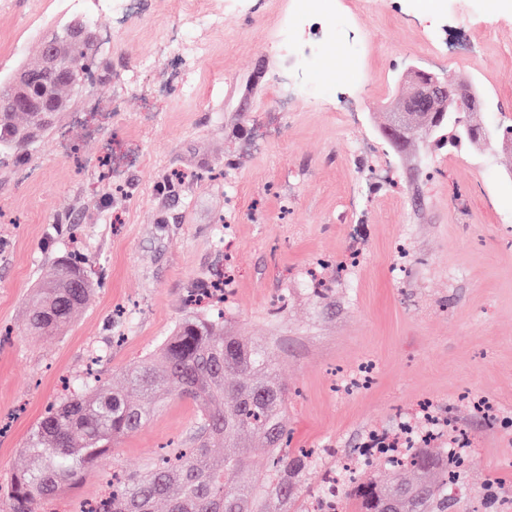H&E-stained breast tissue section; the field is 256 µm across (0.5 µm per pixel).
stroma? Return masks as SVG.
<instances>
[{"label": "stroma", "mask_w": 512, "mask_h": 512, "mask_svg": "<svg viewBox=\"0 0 512 512\" xmlns=\"http://www.w3.org/2000/svg\"><path fill=\"white\" fill-rule=\"evenodd\" d=\"M191 2L133 0L71 108L22 159L0 156V486L94 348L121 387L185 316L188 289L229 275L227 330L272 349L289 445L319 452L304 491L319 494L343 458L362 480L414 479L362 451L427 403L469 438L451 512H486L492 480L512 506V153L431 138L399 150L382 135L429 36L448 40L438 75L487 95L473 123L512 125V0L492 13L483 0H349L325 34L357 21L351 84L335 48L280 50L296 0H253L202 30L186 24ZM77 15L66 0H0V74ZM183 29L202 55L174 53ZM351 95L353 119L340 110ZM76 250L94 282L86 307L62 334L30 335L42 270ZM195 414L168 398L57 512L98 496L113 469L142 470Z\"/></svg>", "instance_id": "stroma-1"}]
</instances>
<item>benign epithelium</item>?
<instances>
[{"label":"benign epithelium","instance_id":"7a95c632","mask_svg":"<svg viewBox=\"0 0 512 512\" xmlns=\"http://www.w3.org/2000/svg\"><path fill=\"white\" fill-rule=\"evenodd\" d=\"M69 33L78 39L89 37L93 41L100 37L99 27L91 26L82 18L71 22ZM42 43L45 50L42 68L53 71L57 64V56L51 50L52 44L56 43L55 35L45 37ZM401 81L410 85V92L399 99L396 112L392 113L391 123L384 130V136L396 148L428 137L434 131L442 113H448V118L457 122L460 112L463 111L462 105L482 104L472 84H462L450 91L446 81L417 66L408 67L402 73ZM18 102H27L33 111L42 113L45 124L57 112V108L48 103L45 94L40 90H33L32 96L20 98Z\"/></svg>","mask_w":512,"mask_h":512}]
</instances>
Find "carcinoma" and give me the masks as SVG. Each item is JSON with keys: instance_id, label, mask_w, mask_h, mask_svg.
Instances as JSON below:
<instances>
[{"instance_id": "carcinoma-1", "label": "carcinoma", "mask_w": 512, "mask_h": 512, "mask_svg": "<svg viewBox=\"0 0 512 512\" xmlns=\"http://www.w3.org/2000/svg\"><path fill=\"white\" fill-rule=\"evenodd\" d=\"M58 57L63 72H86L96 63L89 51L70 40L68 25L58 30ZM22 89L15 72L0 76V152L21 158L37 116L10 98ZM439 143L471 144L465 126L448 118L436 126ZM93 291L86 260L53 264L28 301L29 329L37 336L61 333ZM274 356L259 343H247L224 330V322L191 312L174 328L157 352L127 371V386L112 388L102 378L76 380L50 405L31 430L25 451L31 466L12 474L0 493V512H46L62 490L86 479L89 470L108 458L116 441L137 431L161 400L147 396L191 399L196 419L181 446L165 448L143 473L112 471L104 491L79 512H282L302 490L305 472L316 452H288L285 416L288 394L271 377ZM250 435L266 445L268 476L249 477L241 447ZM223 459L221 468L213 461ZM465 458L430 448H416L409 466L422 478L408 483L354 476L337 486L336 507L359 501L361 512H375L377 502L391 499L396 512H448L455 502Z\"/></svg>"}]
</instances>
